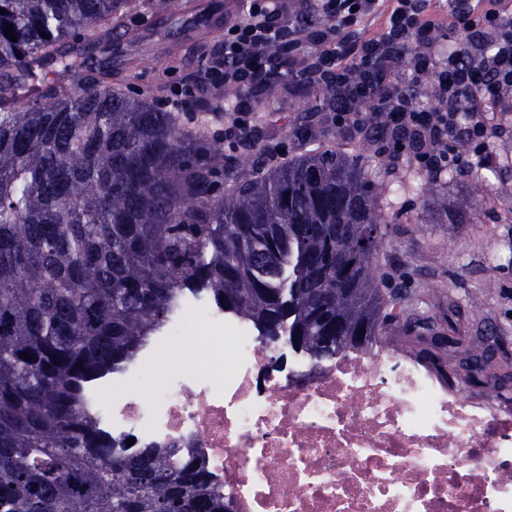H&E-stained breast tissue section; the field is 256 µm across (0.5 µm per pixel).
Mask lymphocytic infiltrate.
Listing matches in <instances>:
<instances>
[{"mask_svg":"<svg viewBox=\"0 0 512 512\" xmlns=\"http://www.w3.org/2000/svg\"><path fill=\"white\" fill-rule=\"evenodd\" d=\"M246 2V15L224 34L225 80L259 82L269 45L284 42L311 85L331 90L355 83L372 99L374 111H337L332 121L359 130L376 122L391 130L384 147L389 156H413L420 168L438 175L469 169L488 153L499 130L488 110L512 97V30L504 23L502 0L449 10V27L466 35L457 54L444 50L430 0H309L310 10L324 16L314 32L295 27L285 0ZM372 15L384 18L376 39L361 31ZM424 91L434 100L428 110L417 100Z\"/></svg>","mask_w":512,"mask_h":512,"instance_id":"obj_1","label":"lymphocytic infiltrate"}]
</instances>
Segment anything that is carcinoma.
I'll use <instances>...</instances> for the list:
<instances>
[{"instance_id":"1","label":"carcinoma","mask_w":512,"mask_h":512,"mask_svg":"<svg viewBox=\"0 0 512 512\" xmlns=\"http://www.w3.org/2000/svg\"><path fill=\"white\" fill-rule=\"evenodd\" d=\"M0 8V512H229L202 458L126 447L93 391L188 295L315 361L368 349L396 329L372 267L390 187L336 149L277 165L252 148L226 154L213 99L264 105L292 70L281 44L264 82L209 79L220 40L196 23L204 81L169 110L98 52L136 42L137 19L182 24L185 0ZM292 84L308 91L306 111H326L330 95ZM340 108L374 111L355 92ZM413 354L456 376L432 350ZM492 365L488 339L463 350L470 381Z\"/></svg>"}]
</instances>
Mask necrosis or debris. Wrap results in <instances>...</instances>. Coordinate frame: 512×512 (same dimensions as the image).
<instances>
[{"instance_id":"necrosis-or-debris-1","label":"necrosis or debris","mask_w":512,"mask_h":512,"mask_svg":"<svg viewBox=\"0 0 512 512\" xmlns=\"http://www.w3.org/2000/svg\"><path fill=\"white\" fill-rule=\"evenodd\" d=\"M205 327L231 339L217 369L97 405L114 438L200 455L231 512H512L511 402L393 344L314 365L207 305L183 314L182 335Z\"/></svg>"}]
</instances>
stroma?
I'll use <instances>...</instances> for the list:
<instances>
[{
    "mask_svg": "<svg viewBox=\"0 0 512 512\" xmlns=\"http://www.w3.org/2000/svg\"><path fill=\"white\" fill-rule=\"evenodd\" d=\"M184 29L155 30L129 47L137 61L134 87L174 88L186 82L190 68L161 70V54L184 53ZM271 106L263 112L244 99L235 114L249 119L264 136L256 143L265 149L286 142L287 125L305 116L306 93L277 86ZM495 119L500 132L483 172L484 184L465 174H449L443 182L429 181L415 162L391 163L383 154L385 130L357 133L336 126L327 113H315L312 124L323 144L363 154L376 180L400 184L399 192L382 199L387 217L380 225L379 251L374 268L385 297L394 298L401 330L394 339L406 344V328L418 316H431L436 327L448 324V303L459 305V319L467 336L489 334L497 340L499 359L512 362V102L498 104Z\"/></svg>",
    "mask_w": 512,
    "mask_h": 512,
    "instance_id": "stroma-1",
    "label": "stroma"
}]
</instances>
